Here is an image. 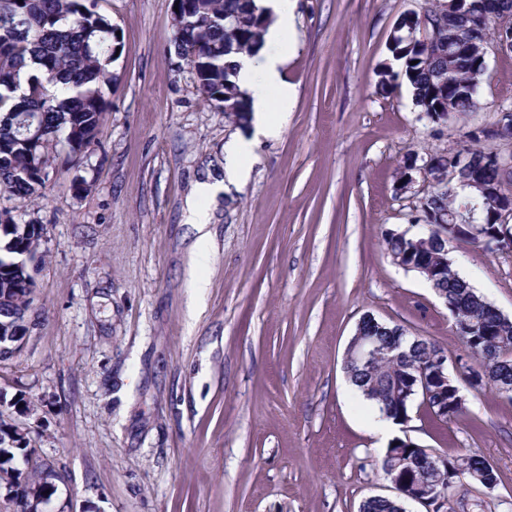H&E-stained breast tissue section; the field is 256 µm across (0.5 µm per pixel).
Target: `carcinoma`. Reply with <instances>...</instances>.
I'll return each mask as SVG.
<instances>
[{"mask_svg": "<svg viewBox=\"0 0 512 512\" xmlns=\"http://www.w3.org/2000/svg\"><path fill=\"white\" fill-rule=\"evenodd\" d=\"M512 0H440L426 11L429 29L438 38L422 41L416 32L420 21L408 27V35L394 37L393 52L403 61L413 101L433 122L448 114L476 112L481 108L482 46H457L454 29L469 27L489 31L488 23ZM182 19L180 51L188 59L206 61L202 80L217 91L230 92L224 100V117L234 125L247 123V102L234 81L235 58L259 47L266 26L263 13L246 0H179ZM230 21H224V17ZM117 27L101 13L99 0H0V197L34 195L45 188L51 166L50 148L58 142L68 147L71 160L79 161L93 142L109 111L106 90L114 74L112 63L120 37ZM417 64H412V61ZM38 73L22 78L28 63ZM431 173L459 165L450 149L433 155ZM468 171L478 176L483 196L472 201L439 185L421 204L416 221L430 213H443L462 205H482L492 200L502 184L500 165L473 152ZM387 253L432 270L434 286L450 315L477 329L488 327L486 336H469L466 345L483 355L502 386L512 384V320L498 319L488 303L453 268L439 238L426 233L410 238L385 236ZM9 253H0V297L22 298L25 284L6 266ZM440 347L424 336L403 339L396 359L361 366L343 360L346 378L356 392L388 418L408 413L413 400L405 393V377ZM457 379L437 381L428 387L426 411L437 417L448 409V422L459 415L452 408ZM461 469L464 479L483 486L498 484L500 474L492 463L468 455L448 459ZM381 469L399 466L416 480L435 481L440 474L431 462L417 458L407 448H386ZM401 498L367 501L361 512H400Z\"/></svg>", "mask_w": 512, "mask_h": 512, "instance_id": "1", "label": "carcinoma"}]
</instances>
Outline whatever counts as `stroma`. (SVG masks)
Wrapping results in <instances>:
<instances>
[{
  "instance_id": "35a3bbf8",
  "label": "stroma",
  "mask_w": 512,
  "mask_h": 512,
  "mask_svg": "<svg viewBox=\"0 0 512 512\" xmlns=\"http://www.w3.org/2000/svg\"><path fill=\"white\" fill-rule=\"evenodd\" d=\"M431 2L297 0L282 44L294 106L256 142L245 183L205 202L203 262L186 201L223 179L224 147L247 131L201 101L172 0H100L123 47L96 139L78 164L55 152L41 196L0 198L16 223L44 227L31 326L0 359V427L28 450L19 467L47 491L41 512H358L392 495L378 461L402 435L497 466L492 493L461 484L450 512L464 499L512 512L511 399L466 388L452 422L414 405L384 437L343 371L368 314L468 355L383 239L421 230L397 190L404 158L457 148L512 107V53L487 55L480 111L426 119L391 47ZM386 67L396 86L381 94ZM449 255L512 318V255L456 242Z\"/></svg>"
}]
</instances>
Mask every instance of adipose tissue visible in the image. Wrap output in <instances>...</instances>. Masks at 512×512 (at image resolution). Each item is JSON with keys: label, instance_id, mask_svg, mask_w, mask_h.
<instances>
[{"label": "adipose tissue", "instance_id": "obj_1", "mask_svg": "<svg viewBox=\"0 0 512 512\" xmlns=\"http://www.w3.org/2000/svg\"><path fill=\"white\" fill-rule=\"evenodd\" d=\"M266 13L275 18L267 33L269 47L260 58L241 56L237 59L235 81L250 103V122L255 132L275 134L277 123L294 104V90L284 78L286 57L277 46L294 20L295 0H259ZM277 89V99H269V89Z\"/></svg>", "mask_w": 512, "mask_h": 512}]
</instances>
